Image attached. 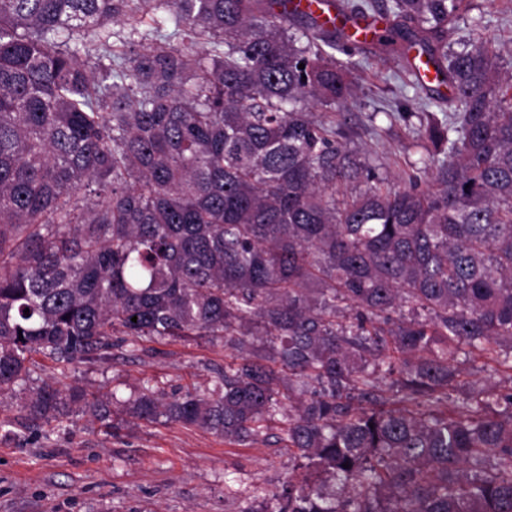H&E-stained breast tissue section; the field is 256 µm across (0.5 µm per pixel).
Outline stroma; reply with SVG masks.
Wrapping results in <instances>:
<instances>
[{
    "mask_svg": "<svg viewBox=\"0 0 512 512\" xmlns=\"http://www.w3.org/2000/svg\"><path fill=\"white\" fill-rule=\"evenodd\" d=\"M469 4L456 38H466L478 19L487 37L512 45V0ZM358 59L361 90L346 120L348 143L370 149L390 175L410 170L422 153L428 95L411 76L393 78L372 52ZM404 110L408 118L398 119ZM225 355L219 336L142 338L113 348L107 362L62 369L32 354L38 377L113 395V427L80 412L35 426L22 408L25 394L0 396V512H241L257 491L275 490L293 468L280 424L271 426L267 442L243 447L197 426L136 420L122 406L144 386L168 396L212 388Z\"/></svg>",
    "mask_w": 512,
    "mask_h": 512,
    "instance_id": "stroma-1",
    "label": "stroma"
}]
</instances>
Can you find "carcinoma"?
Here are the masks:
<instances>
[{
	"label": "carcinoma",
	"mask_w": 512,
	"mask_h": 512,
	"mask_svg": "<svg viewBox=\"0 0 512 512\" xmlns=\"http://www.w3.org/2000/svg\"><path fill=\"white\" fill-rule=\"evenodd\" d=\"M291 2L0 0V395L104 421L30 355L221 336L212 389L129 411L240 446L284 422L272 512H512V48L448 43L467 0H343L456 107L425 129L427 185L397 183L315 115L357 98L359 61Z\"/></svg>",
	"instance_id": "cac0c4a2"
}]
</instances>
